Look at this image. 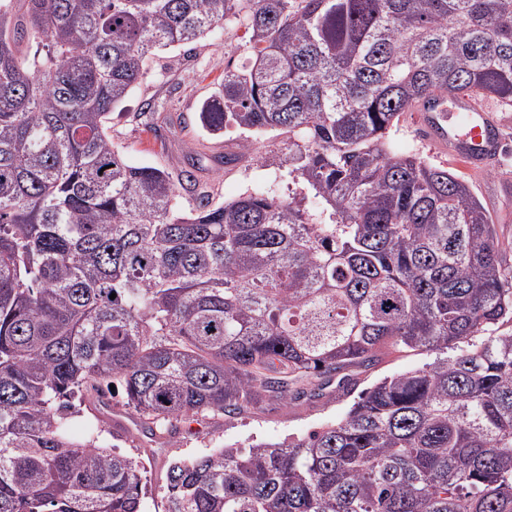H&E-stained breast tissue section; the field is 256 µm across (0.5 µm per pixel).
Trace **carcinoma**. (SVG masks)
Instances as JSON below:
<instances>
[{
	"mask_svg": "<svg viewBox=\"0 0 512 512\" xmlns=\"http://www.w3.org/2000/svg\"><path fill=\"white\" fill-rule=\"evenodd\" d=\"M230 17L251 63L200 122L288 135L315 210L185 211L106 132ZM455 92L512 108V0H0V512H144L138 463L72 441L83 391L160 441L405 350L435 358L304 438L172 463L165 512H512V267L464 178L389 145Z\"/></svg>",
	"mask_w": 512,
	"mask_h": 512,
	"instance_id": "obj_1",
	"label": "carcinoma"
}]
</instances>
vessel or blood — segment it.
<instances>
[{
  "label": "vessel or blood",
  "instance_id": "obj_1",
  "mask_svg": "<svg viewBox=\"0 0 512 512\" xmlns=\"http://www.w3.org/2000/svg\"><path fill=\"white\" fill-rule=\"evenodd\" d=\"M425 122L449 156L471 170L485 171L496 164L503 144L499 123L477 98L464 93L441 98L427 106Z\"/></svg>",
  "mask_w": 512,
  "mask_h": 512
}]
</instances>
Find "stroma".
Returning <instances> with one entry per match:
<instances>
[{
	"mask_svg": "<svg viewBox=\"0 0 512 512\" xmlns=\"http://www.w3.org/2000/svg\"><path fill=\"white\" fill-rule=\"evenodd\" d=\"M221 37L196 45L194 52L173 47L159 51L147 65L145 75L129 96L115 108L107 123L113 145L135 166L167 168L172 174L200 161L195 170L194 186L182 189L184 205H193L198 196H207L220 205L244 194L266 190L279 198L290 196L303 200L304 207L315 204L314 198L302 197L282 165L288 148L286 135L278 131L250 134V152L240 150L242 137L235 127H227L220 136L205 131L198 119L201 102L219 86L225 70L249 65L251 60L248 33L244 24L234 18L223 24ZM164 103L163 111L144 112L147 101ZM504 150L499 163L491 170L474 173L460 160L451 158L424 132L418 113L404 114L390 134L393 150L412 153L435 165H444L464 172L473 191L483 204L497 214V236L502 242L512 241V108H497ZM237 155L236 163L225 165L221 156ZM192 168V167H191ZM429 355L406 351L387 356L382 362L357 373V388L336 392L328 388L320 399L301 398L287 403L274 402L262 409L228 417L206 413L194 421L179 424L175 434L157 445L139 435L136 417L125 406L121 396H114L112 409L121 415V422L108 420L82 403L75 415L74 437L91 439L97 445L115 448L134 458L144 468V512H165L167 468L176 459H193L228 446H249L258 443H280L291 437H303L327 423L341 419L358 396L380 378L421 367Z\"/></svg>",
	"mask_w": 512,
	"mask_h": 512,
	"instance_id": "35a3bbf8",
	"label": "stroma"
}]
</instances>
